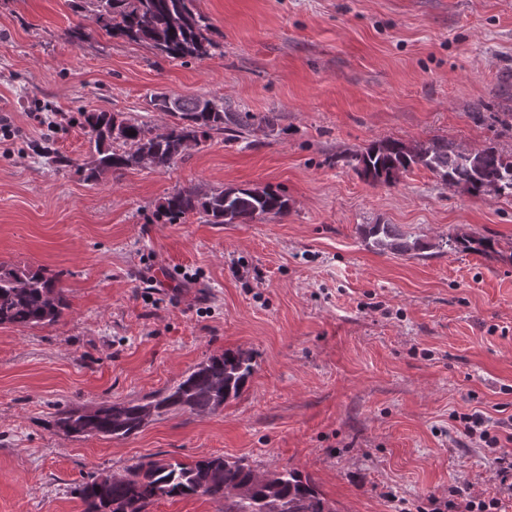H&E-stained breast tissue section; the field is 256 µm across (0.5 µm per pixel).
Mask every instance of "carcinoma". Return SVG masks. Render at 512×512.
<instances>
[{
  "label": "carcinoma",
  "instance_id": "obj_1",
  "mask_svg": "<svg viewBox=\"0 0 512 512\" xmlns=\"http://www.w3.org/2000/svg\"><path fill=\"white\" fill-rule=\"evenodd\" d=\"M92 19L110 37L144 43L168 59H203L217 43L213 25L195 8V0H86ZM158 112L174 117L162 132L153 134L145 125L119 119L110 112H82L81 127L93 141L97 158L89 177L112 169L140 166L141 156L152 157L154 167H170L188 143H202L215 131L231 133L234 139L250 133V116L232 112L214 99L181 98L167 94L151 96ZM130 149L118 153L112 143ZM347 163L365 180L391 183L399 174L423 167L450 186L461 185L480 199L512 197V158L495 146L465 150L446 141L406 144L397 139L370 143L347 157ZM164 214L180 218L203 213L211 224H234L257 216H281L288 199L272 189L228 187L201 195L192 188L164 198ZM366 238L379 251L400 255L423 248L417 240L403 238L390 224H370ZM448 247L475 251L494 250L487 237L461 236L448 239ZM68 301L56 280L37 268H5L0 265V325L28 327L56 322ZM254 371L250 353L227 350L198 364L175 385L138 402H113L92 411L68 409L58 412L56 426L77 437L126 438L138 432L152 417L170 412L213 411L243 391ZM240 487L242 496H227L225 490ZM83 512H147L157 499L202 496L224 500V512H267L277 502L282 512H335L308 476L294 469L260 473L241 460L222 456L194 463L150 459L126 469L122 476H101L79 489Z\"/></svg>",
  "mask_w": 512,
  "mask_h": 512
}]
</instances>
